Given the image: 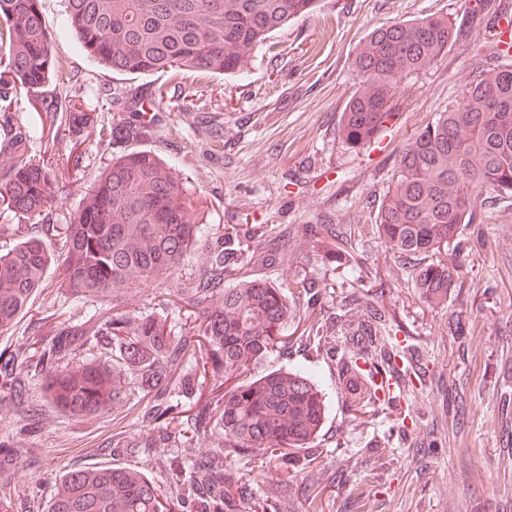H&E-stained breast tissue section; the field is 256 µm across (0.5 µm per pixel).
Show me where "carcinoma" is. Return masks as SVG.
<instances>
[{
  "instance_id": "1",
  "label": "carcinoma",
  "mask_w": 512,
  "mask_h": 512,
  "mask_svg": "<svg viewBox=\"0 0 512 512\" xmlns=\"http://www.w3.org/2000/svg\"><path fill=\"white\" fill-rule=\"evenodd\" d=\"M74 38L101 64L130 75L185 71L237 75L245 72L271 34L312 13L319 0H65ZM455 29L444 16L385 23L358 46L353 65L359 89L342 112L346 144L371 142L395 115L399 90L410 75L426 71L448 53ZM66 76L56 67L52 37L39 0H0V210L24 224H0V330L29 312L32 297L56 265L60 288L97 301L125 288L147 286L175 274L191 249L202 219L172 167L151 150L122 146L152 134L151 111L168 96L161 84L135 98L107 89L109 109L132 118L98 124L96 110L44 93ZM24 100L38 117L42 154L30 152L33 129L12 110ZM99 125L98 141L109 163L87 178L81 129ZM66 166L84 181L81 207L67 224L53 223L60 190L53 162L61 145ZM512 197V63L475 71L452 109L415 132L400 148L375 218L386 251L407 266L416 296L442 305L457 286L472 251L462 226L479 223L478 200L486 193ZM58 238V254L43 238ZM299 247L324 249L335 272L350 262L348 238L330 224L297 227ZM283 243L270 244L263 224H226L212 233L197 275L183 293L186 330L175 335L167 319L115 313L54 325L39 318L13 348L0 349V398L37 413L28 377L45 382V399L75 417L108 410L133 376L152 400L138 414V435H114L99 448L109 457L142 456L165 470L170 490L186 512H285L284 483L261 501L246 475L261 461L268 472L290 476L315 460L314 440L325 418L323 394L300 370H264L269 356L295 345L320 355L348 335L379 349L388 363L404 358L399 329L391 342L377 337L385 312L370 303L377 276L358 274L361 295L344 306L366 308L357 324L342 317L308 323L326 289L304 263L288 286L248 275L245 269L274 264ZM458 258L440 260L444 252ZM112 351V366L72 360L88 341ZM379 366L358 352L341 364L351 410L366 413L388 396L377 381ZM215 380L188 409L187 427L177 418L171 391L188 388L191 373ZM214 436V450L189 457L168 453L177 444ZM167 497L142 471L104 463L70 467L56 483L43 512H168ZM0 512H27L0 484Z\"/></svg>"
}]
</instances>
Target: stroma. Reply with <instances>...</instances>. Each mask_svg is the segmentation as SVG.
I'll list each match as a JSON object with an SVG mask.
<instances>
[{"mask_svg":"<svg viewBox=\"0 0 512 512\" xmlns=\"http://www.w3.org/2000/svg\"><path fill=\"white\" fill-rule=\"evenodd\" d=\"M40 10L69 77L47 93L80 97L110 123L119 114L99 107L103 88L134 92L168 82L165 74L126 75L88 57L69 30L64 0H40ZM433 14L452 20L455 44L403 82L393 127L370 146L349 147L338 127L359 86L357 47L375 26ZM511 20L512 0H321L316 13L277 30L245 74H182L180 95L160 104L152 136L136 143L156 151L207 202L204 229L177 274L84 302L59 289L48 269L29 315L0 335V349L26 335L31 317L55 313L79 320L115 308L180 327L181 289L224 225L265 224L276 234L291 224H348L353 255L381 272L374 304L405 331L424 379L395 404L356 417L336 358L294 347L271 355L268 368L312 370L327 397L316 459L288 489L291 512H512V198L481 197V244L462 285L434 309L417 298L372 229L396 151L457 105L478 65L496 61L497 35ZM458 321L460 335L452 329ZM145 403L134 388L107 411L79 419L46 403L36 432L24 435L25 406L0 402V443L32 451L7 483L31 505L45 503L60 469L99 465L98 449L113 433H136Z\"/></svg>","mask_w":512,"mask_h":512,"instance_id":"obj_1","label":"stroma"}]
</instances>
